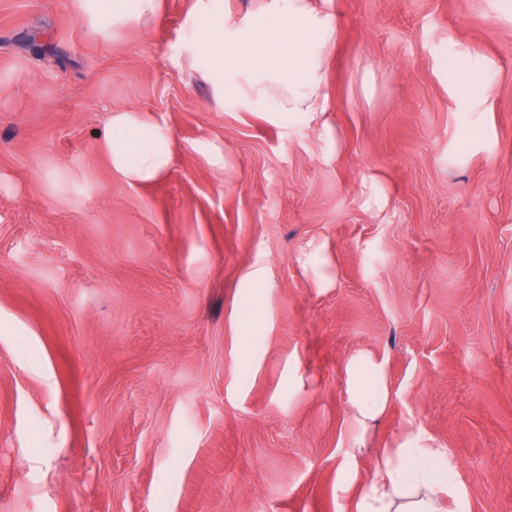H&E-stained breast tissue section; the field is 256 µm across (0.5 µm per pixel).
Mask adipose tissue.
Returning <instances> with one entry per match:
<instances>
[{
  "instance_id": "adipose-tissue-1",
  "label": "adipose tissue",
  "mask_w": 512,
  "mask_h": 512,
  "mask_svg": "<svg viewBox=\"0 0 512 512\" xmlns=\"http://www.w3.org/2000/svg\"><path fill=\"white\" fill-rule=\"evenodd\" d=\"M91 28L102 31L150 21L158 0H77ZM274 30L250 22L231 34L224 16L199 9L198 66L224 71L231 78L224 96L244 109L258 108L271 119L299 117L312 122L326 110V63L335 44L336 26L317 0H272ZM103 146L113 170L132 183H147L171 165L174 136L160 121L150 122L137 111L114 113L103 133ZM349 402L360 423L376 420L389 399L387 361L366 351L355 352L346 364ZM466 512L467 496L457 465L431 434L408 435L394 447L380 450L374 476L358 490L352 512H448L449 504Z\"/></svg>"
}]
</instances>
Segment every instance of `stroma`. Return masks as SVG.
<instances>
[{"label":"stroma","mask_w":512,"mask_h":512,"mask_svg":"<svg viewBox=\"0 0 512 512\" xmlns=\"http://www.w3.org/2000/svg\"><path fill=\"white\" fill-rule=\"evenodd\" d=\"M323 7L321 128L224 102L197 0L104 35L0 0V512H351L418 430L512 512V7ZM126 109L177 142L148 184L101 143ZM349 402L361 424L376 420L389 399L387 361L366 351H357L346 364Z\"/></svg>","instance_id":"35a3bbf8"}]
</instances>
